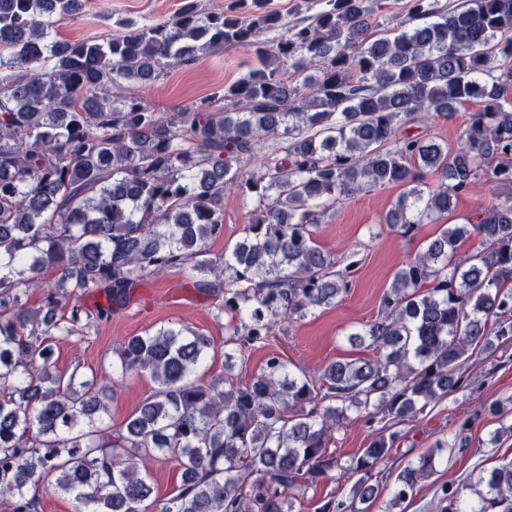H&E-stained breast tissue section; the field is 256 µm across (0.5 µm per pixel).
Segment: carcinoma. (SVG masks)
<instances>
[{
	"mask_svg": "<svg viewBox=\"0 0 512 512\" xmlns=\"http://www.w3.org/2000/svg\"><path fill=\"white\" fill-rule=\"evenodd\" d=\"M315 2L290 22L264 0L218 12L182 0L168 20L66 40L53 29L81 0H0V499L11 512H37L29 490L45 484L73 512H291L300 480L341 476L354 479L352 500L322 512H360L398 437L388 423L465 388L469 350L512 339V0H402L383 29L373 0ZM224 46L252 50L258 65L222 94L163 116L126 88ZM474 99L481 107L453 150L402 132ZM271 140L282 145L243 170ZM478 182L493 183L496 200L425 241L376 318L349 334L371 358L311 376L272 355L235 382L252 350L348 294L357 261L336 268L316 237L339 200L405 185L386 223L412 236ZM226 190L249 195L256 219L212 258ZM472 233L484 249L459 254ZM174 269L215 297V319L228 317L224 374L198 376L212 347L199 332L125 339L115 371L156 387L111 431L106 388L59 373L53 342L83 335L140 280ZM93 290L106 304L91 312L79 299ZM31 293L42 297L35 310ZM350 411L373 430L343 466L327 448ZM469 445L465 424L454 444L436 440L400 471L394 501L413 496L446 448ZM158 455L181 470L164 497L140 470ZM437 495L440 512H512V461Z\"/></svg>",
	"mask_w": 512,
	"mask_h": 512,
	"instance_id": "cac0c4a2",
	"label": "carcinoma"
}]
</instances>
